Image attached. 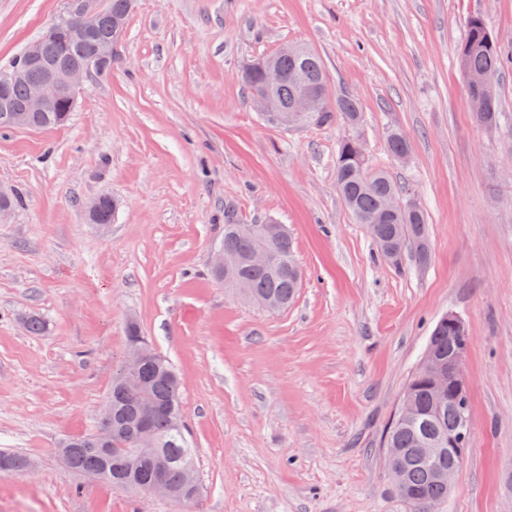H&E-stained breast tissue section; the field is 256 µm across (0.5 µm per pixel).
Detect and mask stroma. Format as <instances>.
<instances>
[{"instance_id":"stroma-1","label":"stroma","mask_w":512,"mask_h":512,"mask_svg":"<svg viewBox=\"0 0 512 512\" xmlns=\"http://www.w3.org/2000/svg\"><path fill=\"white\" fill-rule=\"evenodd\" d=\"M66 0H0V66ZM512 51V0H136L108 74L63 126L0 131V512H411L383 441L437 319L471 337V439L437 512H512V61L478 125L458 64L470 17ZM313 47L359 99L370 164L427 216L430 257L394 264L336 187L349 129L273 127L242 72ZM397 127L407 161L388 151ZM115 199L112 223L87 203ZM288 225L303 282L269 312L210 275L224 208ZM46 323L26 330L28 317ZM137 321L175 366L198 497L71 472L61 441L100 421Z\"/></svg>"}]
</instances>
